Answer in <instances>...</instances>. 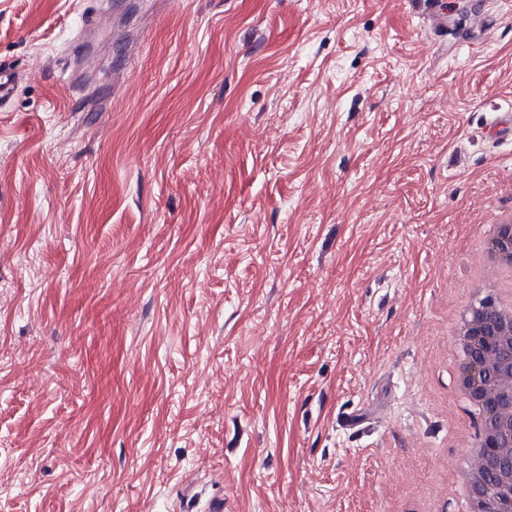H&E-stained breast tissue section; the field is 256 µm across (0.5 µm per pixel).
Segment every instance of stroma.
<instances>
[{
  "mask_svg": "<svg viewBox=\"0 0 512 512\" xmlns=\"http://www.w3.org/2000/svg\"><path fill=\"white\" fill-rule=\"evenodd\" d=\"M420 12L0 0V512L447 493L450 322L512 210V5Z\"/></svg>",
  "mask_w": 512,
  "mask_h": 512,
  "instance_id": "stroma-1",
  "label": "stroma"
}]
</instances>
